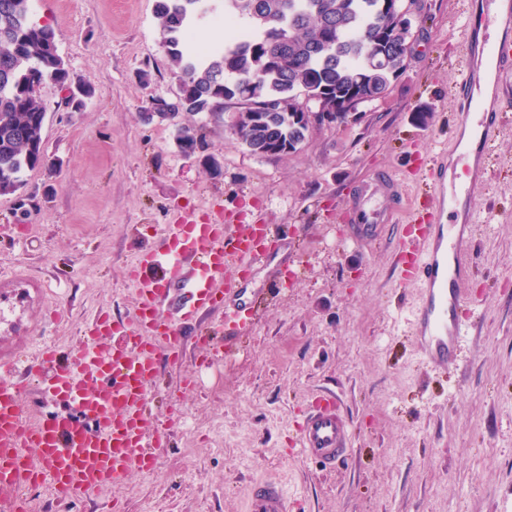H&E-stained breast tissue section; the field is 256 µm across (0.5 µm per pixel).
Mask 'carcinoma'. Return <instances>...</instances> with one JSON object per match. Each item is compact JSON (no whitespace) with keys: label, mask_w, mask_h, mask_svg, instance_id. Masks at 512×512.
I'll use <instances>...</instances> for the list:
<instances>
[{"label":"carcinoma","mask_w":512,"mask_h":512,"mask_svg":"<svg viewBox=\"0 0 512 512\" xmlns=\"http://www.w3.org/2000/svg\"><path fill=\"white\" fill-rule=\"evenodd\" d=\"M226 18L247 25L202 47L194 23L215 11L209 0H156L162 44L178 77L176 96H155L142 119L216 112L237 100L234 130L249 149L272 156L308 137L313 111L344 122L357 106L388 95L411 50L399 11L417 0H219ZM68 85L81 110L92 87L74 78L54 30L30 21L29 0H0V196L23 187V173L47 162L45 109L37 87ZM190 156L201 138L176 137Z\"/></svg>","instance_id":"cac0c4a2"}]
</instances>
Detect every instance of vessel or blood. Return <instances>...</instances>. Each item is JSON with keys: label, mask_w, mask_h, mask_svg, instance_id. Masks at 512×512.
<instances>
[{"label": "vessel or blood", "mask_w": 512, "mask_h": 512, "mask_svg": "<svg viewBox=\"0 0 512 512\" xmlns=\"http://www.w3.org/2000/svg\"><path fill=\"white\" fill-rule=\"evenodd\" d=\"M469 18L468 56L486 57L496 74L512 73V54L500 49L504 34L498 0H472ZM475 92L471 77L453 89L460 105L458 126L477 132L474 149L459 156L468 178L458 180L447 164H435L429 177L436 220L408 225L401 244L407 257L404 278L422 292L412 334L421 357L434 368L455 361L464 333L456 310L473 269L474 227L467 224L462 206L485 173L487 148L501 126V111L481 109ZM401 197L402 187L390 173L363 184L349 206L355 240L377 237L389 202ZM271 234L265 224L251 225L242 234L230 233L223 223L169 225L155 249L137 257L130 273L134 321L126 325L100 313L86 328L85 344L64 356L49 343L31 352L21 342L46 311V283L23 268L0 274V512H29L22 492L35 482L61 496L117 485L133 470L153 466L152 450L166 442L168 430L147 429L146 388L159 376L158 349L180 355L173 347L177 331L159 318V308L179 288L183 297L176 311L182 320L220 302L227 313V335H241L252 322L255 304L238 275L270 259ZM115 336L120 345L103 349V342ZM32 386L43 398L64 403L65 412L41 418L26 411L21 397ZM298 442L306 460L325 468L347 456L348 421L335 396L315 398L298 429ZM289 508L277 482L259 483L249 493L247 512Z\"/></svg>", "instance_id": "b4317fda"}]
</instances>
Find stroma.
<instances>
[{
  "mask_svg": "<svg viewBox=\"0 0 512 512\" xmlns=\"http://www.w3.org/2000/svg\"><path fill=\"white\" fill-rule=\"evenodd\" d=\"M467 2L422 0L389 95L266 157L235 134L231 109L141 120L151 97L178 85L155 0H30L94 89L71 112L57 84L41 86L49 162L24 172L20 194L0 196V270L23 263L50 280L61 319L47 333L62 350L83 343L98 312L132 321V261L162 227L200 219L275 233L273 261L243 274L260 310L223 361L208 365L203 342L224 323L220 305L178 324L177 363L159 351L148 420L170 438L153 467L68 499L39 488L37 512H106L115 501L123 512H246L250 487L265 480L283 486L293 512H512V111L472 192L474 275L457 314L479 328L463 336L457 363H423L406 330L418 298L399 277L407 209L367 244L353 243L348 220L357 186L377 172L422 202L428 164L454 153L449 90L467 71ZM180 123L220 173L182 156ZM324 394L350 423V451L333 469L303 459L297 443Z\"/></svg>",
  "mask_w": 512,
  "mask_h": 512,
  "instance_id": "stroma-1",
  "label": "stroma"
}]
</instances>
